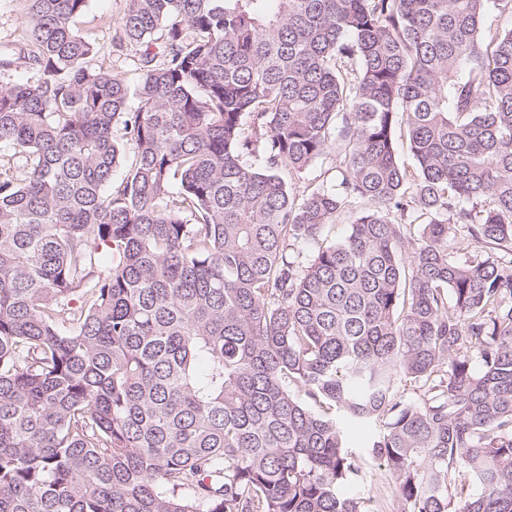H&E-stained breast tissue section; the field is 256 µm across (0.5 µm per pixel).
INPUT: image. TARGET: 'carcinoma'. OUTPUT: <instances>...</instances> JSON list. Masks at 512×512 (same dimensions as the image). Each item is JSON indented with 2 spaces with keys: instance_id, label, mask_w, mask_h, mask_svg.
Segmentation results:
<instances>
[{
  "instance_id": "carcinoma-1",
  "label": "carcinoma",
  "mask_w": 512,
  "mask_h": 512,
  "mask_svg": "<svg viewBox=\"0 0 512 512\" xmlns=\"http://www.w3.org/2000/svg\"><path fill=\"white\" fill-rule=\"evenodd\" d=\"M28 2L0 512H371L344 421L380 422L398 512H512V29L484 34L487 0H126L133 87L72 26L87 0ZM338 138L336 187L291 193ZM368 207V203L360 202L350 208H345L339 211L336 214L333 223L329 227L328 239L337 240L345 237L349 233L350 225L354 221L357 212Z\"/></svg>"
}]
</instances>
